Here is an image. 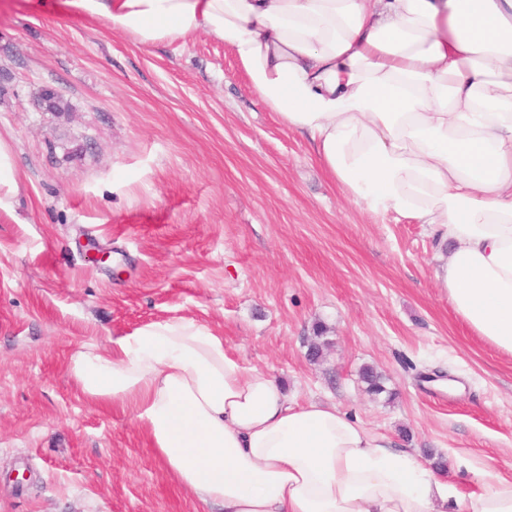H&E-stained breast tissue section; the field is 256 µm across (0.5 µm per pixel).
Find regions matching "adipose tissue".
Returning <instances> with one entry per match:
<instances>
[{
    "label": "adipose tissue",
    "instance_id": "obj_1",
    "mask_svg": "<svg viewBox=\"0 0 512 512\" xmlns=\"http://www.w3.org/2000/svg\"><path fill=\"white\" fill-rule=\"evenodd\" d=\"M143 46L203 32L351 202L425 225L438 288L512 354V0H57ZM68 371L131 408L165 469L219 512H512V481L454 487L336 406L289 402L187 317Z\"/></svg>",
    "mask_w": 512,
    "mask_h": 512
}]
</instances>
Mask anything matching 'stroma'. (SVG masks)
<instances>
[{
    "label": "stroma",
    "instance_id": "35a3bbf8",
    "mask_svg": "<svg viewBox=\"0 0 512 512\" xmlns=\"http://www.w3.org/2000/svg\"><path fill=\"white\" fill-rule=\"evenodd\" d=\"M0 140L18 181L0 208V512H213L68 372L80 345L177 316L460 495L488 466L512 481V355L437 288L424 226L346 199L222 42L143 47L0 0Z\"/></svg>",
    "mask_w": 512,
    "mask_h": 512
}]
</instances>
